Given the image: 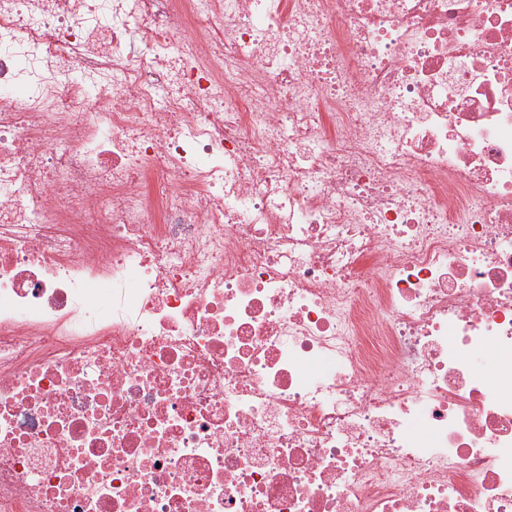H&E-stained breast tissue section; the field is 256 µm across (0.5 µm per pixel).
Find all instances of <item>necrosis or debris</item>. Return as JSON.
<instances>
[{"mask_svg":"<svg viewBox=\"0 0 512 512\" xmlns=\"http://www.w3.org/2000/svg\"><path fill=\"white\" fill-rule=\"evenodd\" d=\"M0 512H512V0H0Z\"/></svg>","mask_w":512,"mask_h":512,"instance_id":"4bbe7bcc","label":"necrosis or debris"}]
</instances>
